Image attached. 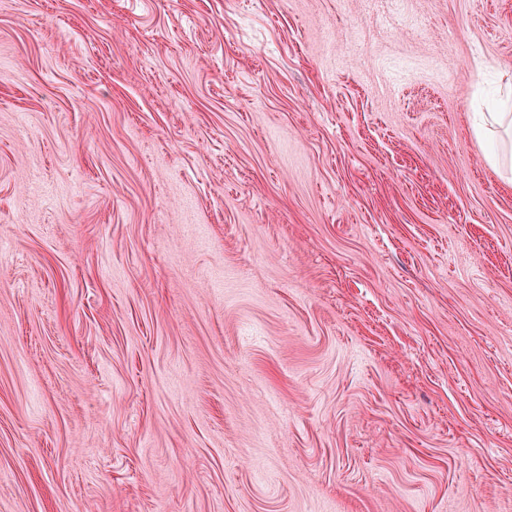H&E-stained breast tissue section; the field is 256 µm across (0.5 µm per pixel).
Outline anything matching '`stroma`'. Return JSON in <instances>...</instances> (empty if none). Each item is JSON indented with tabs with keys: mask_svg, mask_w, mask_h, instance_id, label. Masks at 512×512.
I'll list each match as a JSON object with an SVG mask.
<instances>
[{
	"mask_svg": "<svg viewBox=\"0 0 512 512\" xmlns=\"http://www.w3.org/2000/svg\"><path fill=\"white\" fill-rule=\"evenodd\" d=\"M512 0H0V512H512ZM512 129V113L511 112H489L485 118L483 125L477 132V137L482 143H488L490 145V151L486 153L488 162L498 168L504 162L500 142H499V131L500 129L508 130Z\"/></svg>",
	"mask_w": 512,
	"mask_h": 512,
	"instance_id": "1",
	"label": "stroma"
}]
</instances>
